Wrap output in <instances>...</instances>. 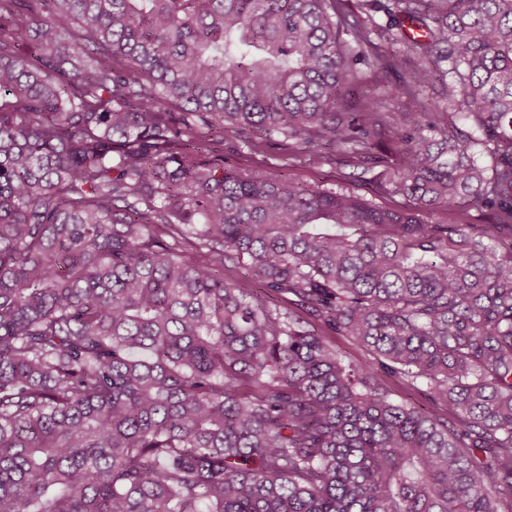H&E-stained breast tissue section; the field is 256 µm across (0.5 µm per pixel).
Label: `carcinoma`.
Returning a JSON list of instances; mask_svg holds the SVG:
<instances>
[{"label":"carcinoma","mask_w":512,"mask_h":512,"mask_svg":"<svg viewBox=\"0 0 512 512\" xmlns=\"http://www.w3.org/2000/svg\"><path fill=\"white\" fill-rule=\"evenodd\" d=\"M0 512H512V0H0ZM252 144H256L252 146ZM280 146H270L268 142L251 136L245 142L244 138H224V165L240 169H249L255 166V162L279 154ZM289 173L299 181L323 182L326 186L336 183V171L330 167H313L307 164L294 163L289 167ZM224 277L233 280L235 283H237L239 286L243 288H250L256 290L259 294H261L264 297L267 305H269L271 308H289L288 302L291 300H295V298L291 295L278 294L260 288L258 281L254 277H252L251 274L247 273L244 270L227 268L224 265Z\"/></svg>","instance_id":"carcinoma-1"}]
</instances>
